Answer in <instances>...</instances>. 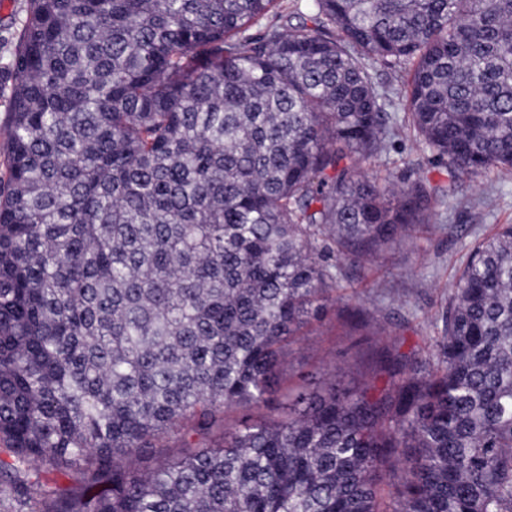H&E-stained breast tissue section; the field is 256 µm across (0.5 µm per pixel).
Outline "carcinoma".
I'll return each instance as SVG.
<instances>
[{
  "instance_id": "cac0c4a2",
  "label": "carcinoma",
  "mask_w": 512,
  "mask_h": 512,
  "mask_svg": "<svg viewBox=\"0 0 512 512\" xmlns=\"http://www.w3.org/2000/svg\"><path fill=\"white\" fill-rule=\"evenodd\" d=\"M277 2L28 0L0 73V477L71 480L35 512H512V224L471 249L431 361L280 377L330 259L448 195L364 171L403 127L451 184L512 169V0H309L314 27L251 34ZM361 56L404 66V121ZM284 410L277 406V403L262 407L236 406L228 411L226 422L229 426L238 425L245 421H254L260 418L280 417Z\"/></svg>"
}]
</instances>
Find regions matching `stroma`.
<instances>
[{"label":"stroma","instance_id":"stroma-1","mask_svg":"<svg viewBox=\"0 0 512 512\" xmlns=\"http://www.w3.org/2000/svg\"><path fill=\"white\" fill-rule=\"evenodd\" d=\"M26 14L27 0H0V68L12 60ZM366 170L398 184L445 177L409 132ZM503 224H512V170L460 176L428 232L401 237L375 261L350 271L323 314L284 346L285 383L315 392L339 372L343 384H352L368 368L378 332L400 353L428 359L471 243Z\"/></svg>","mask_w":512,"mask_h":512}]
</instances>
